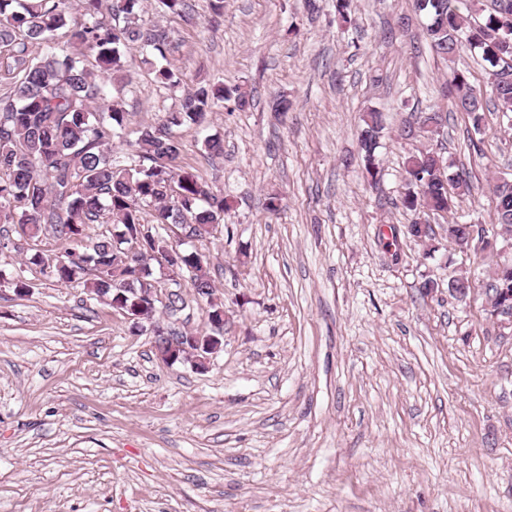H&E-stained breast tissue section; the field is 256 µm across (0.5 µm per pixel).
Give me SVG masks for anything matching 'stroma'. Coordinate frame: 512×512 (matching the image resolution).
Listing matches in <instances>:
<instances>
[{
  "instance_id": "obj_1",
  "label": "stroma",
  "mask_w": 512,
  "mask_h": 512,
  "mask_svg": "<svg viewBox=\"0 0 512 512\" xmlns=\"http://www.w3.org/2000/svg\"><path fill=\"white\" fill-rule=\"evenodd\" d=\"M193 2L191 25L154 0L145 16L180 39L184 88L249 99L175 130L183 166L231 205L185 245L210 261L224 345L202 371L164 363L130 319L41 274L31 248L0 249V276L31 284L0 286V512H512V331L484 313L486 266L443 242L449 223L492 224L493 187L512 178V126L491 109L473 131L442 94L455 69L486 88L484 62L430 53L414 0H349L342 16L336 0H224L217 18ZM127 56L117 152L180 98ZM373 108L376 185L358 146ZM421 111L448 115L442 140L408 135ZM429 148L475 191L416 216L406 161ZM416 218L439 252L407 234ZM461 268L467 302L448 294Z\"/></svg>"
}]
</instances>
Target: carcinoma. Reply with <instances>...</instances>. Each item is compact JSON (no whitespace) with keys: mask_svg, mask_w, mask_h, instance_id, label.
Segmentation results:
<instances>
[{"mask_svg":"<svg viewBox=\"0 0 512 512\" xmlns=\"http://www.w3.org/2000/svg\"><path fill=\"white\" fill-rule=\"evenodd\" d=\"M476 0H415L427 20L430 49L452 59L464 46L480 54L490 70L512 59V0H492L481 21L471 23L458 4ZM82 20L69 15L71 0H0V71L9 91L0 94V224L36 246L30 263L60 284L83 281L91 300L113 310L129 306L155 287L150 263L166 246L180 250L174 286L165 313L185 307L179 287L189 276L195 296L206 303L207 320L224 311L215 300L207 257L181 249L182 242L159 233L168 226L190 240L210 236L224 223L230 204L191 172L178 168L181 144L174 128L201 126L226 103L242 110L245 97L232 96L222 83L199 84L187 91L180 110L139 130L127 152L112 153V140L123 138L128 113L115 94L125 69V50L137 46L153 80L168 89L181 85V74L168 57L176 49L169 32L143 19V0H80ZM156 10L194 20L191 0H156ZM64 40H59V31ZM497 111L512 114V80L490 84ZM443 92L479 129L487 101L464 73L454 70ZM359 148L366 177L377 181V138L383 114L364 113ZM436 112H420L415 132L427 139L443 134ZM453 164L440 154L421 151L409 157L402 205L411 212H446L453 196L471 194L469 172L449 173ZM495 223L512 227V188L495 189ZM110 224L112 232L90 243L85 227ZM52 229L55 245L43 244ZM137 252L128 254L131 245ZM489 300L501 304V289L512 292V262H495L489 275Z\"/></svg>","mask_w":512,"mask_h":512,"instance_id":"1","label":"carcinoma"}]
</instances>
